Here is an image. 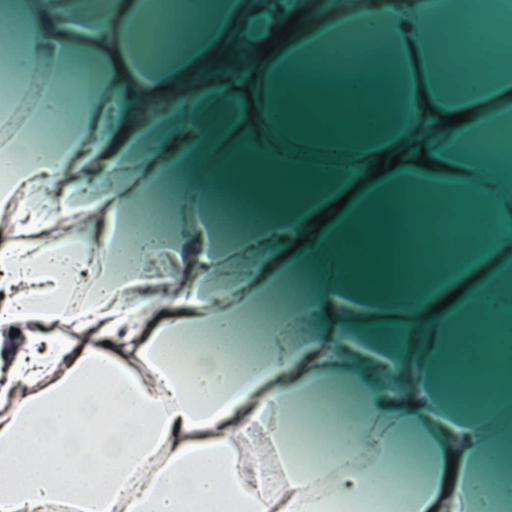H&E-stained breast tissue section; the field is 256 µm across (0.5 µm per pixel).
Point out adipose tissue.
I'll list each match as a JSON object with an SVG mask.
<instances>
[{
	"label": "adipose tissue",
	"mask_w": 512,
	"mask_h": 512,
	"mask_svg": "<svg viewBox=\"0 0 512 512\" xmlns=\"http://www.w3.org/2000/svg\"><path fill=\"white\" fill-rule=\"evenodd\" d=\"M0 47V512H512V0H0Z\"/></svg>",
	"instance_id": "1"
}]
</instances>
